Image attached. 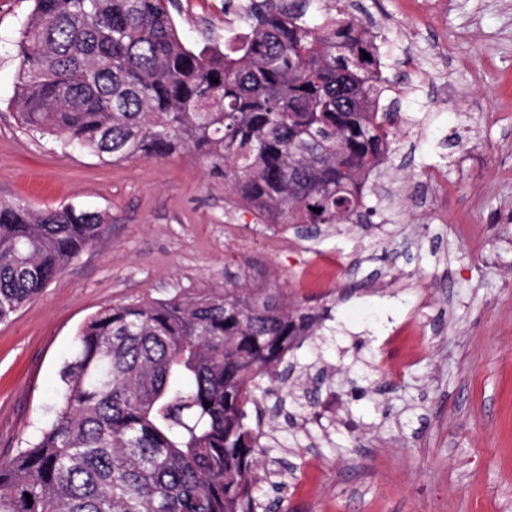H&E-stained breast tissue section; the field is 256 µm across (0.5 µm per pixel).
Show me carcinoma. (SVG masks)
I'll return each instance as SVG.
<instances>
[{"label":"carcinoma","instance_id":"carcinoma-1","mask_svg":"<svg viewBox=\"0 0 512 512\" xmlns=\"http://www.w3.org/2000/svg\"><path fill=\"white\" fill-rule=\"evenodd\" d=\"M315 2L253 0L223 51L182 40L173 0H34L14 42L20 124L105 162L197 156L261 224L364 222L394 135L388 79L359 20L321 22ZM105 231L72 204L1 201L0 322ZM315 322L276 288L98 310L53 418L0 461V512H257L248 407Z\"/></svg>","mask_w":512,"mask_h":512}]
</instances>
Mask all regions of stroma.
<instances>
[{"label": "stroma", "instance_id": "obj_1", "mask_svg": "<svg viewBox=\"0 0 512 512\" xmlns=\"http://www.w3.org/2000/svg\"><path fill=\"white\" fill-rule=\"evenodd\" d=\"M249 0H180L192 44L242 35ZM371 30L400 110L367 224L257 223L183 154L108 163L25 131L0 0V201L73 204L106 232L0 322V459L53 416L101 307L235 282L319 314L259 393L254 485L278 512H512V0H319ZM417 360L395 365L409 351Z\"/></svg>", "mask_w": 512, "mask_h": 512}]
</instances>
